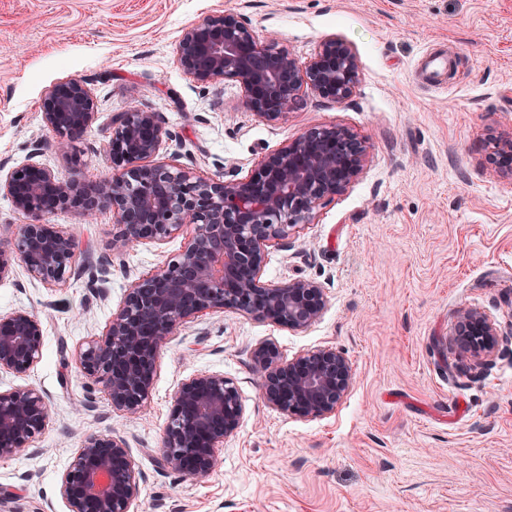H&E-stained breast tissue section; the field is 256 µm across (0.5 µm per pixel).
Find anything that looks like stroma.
Masks as SVG:
<instances>
[{
  "label": "stroma",
  "instance_id": "35a3bbf8",
  "mask_svg": "<svg viewBox=\"0 0 512 512\" xmlns=\"http://www.w3.org/2000/svg\"><path fill=\"white\" fill-rule=\"evenodd\" d=\"M233 9L256 37L277 38L307 62L338 36L354 48L359 81L337 103L309 96L286 117L244 108L238 86L202 84L178 64L185 27ZM447 57L441 88L415 74L425 51ZM90 88L97 119L75 156L50 139L41 103L55 84ZM160 113L172 136L159 162L204 177L250 173L314 125L349 128L368 146L364 169L322 200L296 247H270L263 277L322 285V318L302 331L209 311L159 349L152 391L134 414L113 410L104 383L85 376L79 349L104 338L140 275L177 256L192 229L161 244L112 246L113 213L46 215L72 234L78 262L110 272L56 283L15 265L0 281V314L40 317L44 344L27 372H0V390L33 387L49 405L32 453L0 458V512H69L61 474L85 435L126 442L137 481L131 512H512V172L486 167L487 139L512 131V0H0V158L38 161L59 177L111 173L101 146L130 106ZM485 310L502 330L492 360L447 352L460 307ZM273 344L282 361L333 346L355 382L336 412L304 420L261 397L251 353ZM219 372L245 413L197 480L164 466L166 426L180 383Z\"/></svg>",
  "mask_w": 512,
  "mask_h": 512
}]
</instances>
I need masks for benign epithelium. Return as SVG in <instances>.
<instances>
[{
	"mask_svg": "<svg viewBox=\"0 0 512 512\" xmlns=\"http://www.w3.org/2000/svg\"><path fill=\"white\" fill-rule=\"evenodd\" d=\"M177 57L199 82L239 85L244 106L268 120L288 114L308 92L344 102L359 79L357 54L343 39L324 40L302 67L276 39L259 41L233 10L185 28ZM96 115L93 94L78 79L55 84L42 100L43 122L55 134L52 146L64 154ZM169 139L159 113L132 106L113 120L104 144L117 170L112 176L86 183L28 164L0 178V195L31 218L16 232L0 230V280L17 262L46 283L75 272V239L43 222L57 210L112 208L122 247L164 242L193 227L184 251L132 284L105 337L78 354L82 371L104 380L112 408L130 414L152 389L158 349L177 324L203 311L241 312L292 331L320 320L327 303L320 284L263 279L268 248L290 245L320 201L358 178L367 156L365 141L350 129L314 126L246 177L235 170L204 178L189 167L153 162ZM488 161L512 171V132L489 139ZM455 335L457 358L476 361L494 354L500 328L485 312L461 307ZM42 348L40 318L24 310L0 315V371L26 372ZM252 359L261 397L290 417L313 420L335 413L353 384L348 359L333 347L284 364L273 345L260 344ZM243 417L241 395L224 374L186 379L174 395L164 463L194 478L208 476L219 464L218 449L238 432ZM48 419L38 390L0 391V458L27 453ZM60 493L70 512H130L138 482L124 439L110 431L87 436L61 475Z\"/></svg>",
	"mask_w": 512,
	"mask_h": 512,
	"instance_id": "1",
	"label": "benign epithelium"
}]
</instances>
